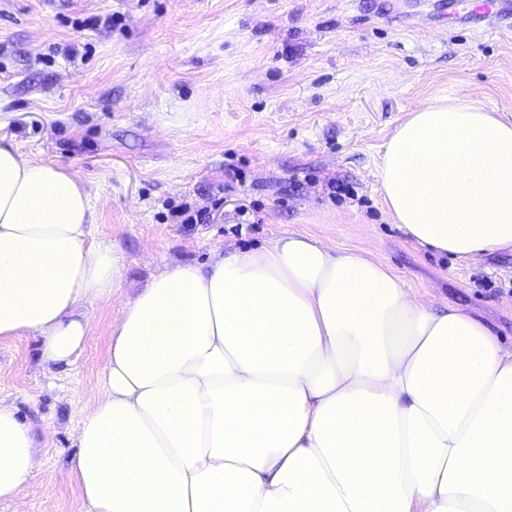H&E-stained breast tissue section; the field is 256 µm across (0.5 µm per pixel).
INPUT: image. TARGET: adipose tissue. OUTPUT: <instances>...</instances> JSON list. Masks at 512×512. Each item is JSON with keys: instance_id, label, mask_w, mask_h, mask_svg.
I'll use <instances>...</instances> for the list:
<instances>
[{"instance_id": "obj_1", "label": "adipose tissue", "mask_w": 512, "mask_h": 512, "mask_svg": "<svg viewBox=\"0 0 512 512\" xmlns=\"http://www.w3.org/2000/svg\"><path fill=\"white\" fill-rule=\"evenodd\" d=\"M376 178L419 246L512 252V123L472 98L409 113ZM121 284L81 177L0 144V340L70 365L87 304ZM50 437L0 400V500ZM76 441L81 512H512V350L362 251L284 230L127 298Z\"/></svg>"}]
</instances>
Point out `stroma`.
<instances>
[{"mask_svg":"<svg viewBox=\"0 0 512 512\" xmlns=\"http://www.w3.org/2000/svg\"><path fill=\"white\" fill-rule=\"evenodd\" d=\"M448 3L0 0V142L83 179L124 293L172 262L291 230L365 251L512 349V254L460 262L413 244L375 178L396 128L432 98L464 93L512 122V32L449 28ZM329 178L353 198H331ZM185 209L205 222L184 223ZM122 305L90 306L70 366L43 367L34 338L0 341V399L52 433L0 512H79L69 462Z\"/></svg>","mask_w":512,"mask_h":512,"instance_id":"1","label":"stroma"}]
</instances>
